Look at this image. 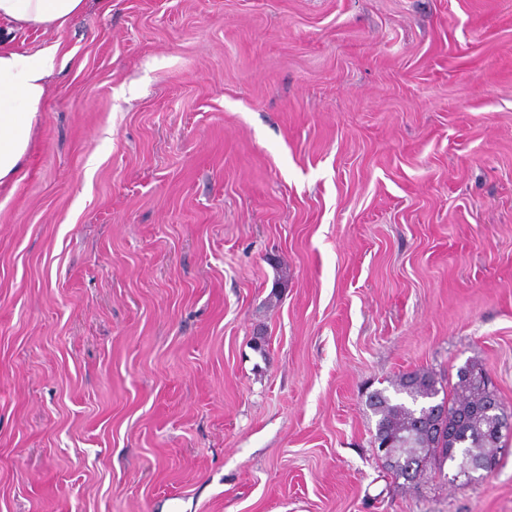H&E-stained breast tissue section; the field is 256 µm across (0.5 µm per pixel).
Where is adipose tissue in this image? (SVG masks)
I'll use <instances>...</instances> for the list:
<instances>
[{
    "mask_svg": "<svg viewBox=\"0 0 512 512\" xmlns=\"http://www.w3.org/2000/svg\"><path fill=\"white\" fill-rule=\"evenodd\" d=\"M86 0H0L7 32L63 29L80 16ZM57 65L53 51L18 50L0 42V185L22 168L32 128L42 111L47 79Z\"/></svg>",
    "mask_w": 512,
    "mask_h": 512,
    "instance_id": "1",
    "label": "adipose tissue"
}]
</instances>
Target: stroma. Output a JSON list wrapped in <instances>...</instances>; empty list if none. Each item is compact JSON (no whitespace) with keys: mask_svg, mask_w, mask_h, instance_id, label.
Returning <instances> with one entry per match:
<instances>
[{"mask_svg":"<svg viewBox=\"0 0 512 512\" xmlns=\"http://www.w3.org/2000/svg\"><path fill=\"white\" fill-rule=\"evenodd\" d=\"M0 187V512H512L366 405L512 409V0H86ZM264 350H256V341Z\"/></svg>","mask_w":512,"mask_h":512,"instance_id":"stroma-1","label":"stroma"}]
</instances>
